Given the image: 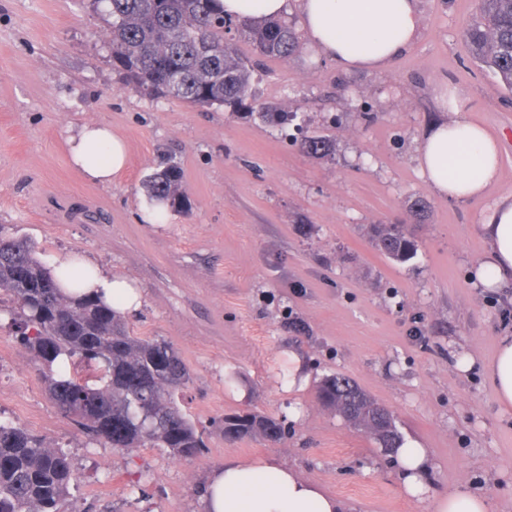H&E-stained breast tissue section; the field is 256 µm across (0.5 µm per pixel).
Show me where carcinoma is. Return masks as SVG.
Wrapping results in <instances>:
<instances>
[{
    "label": "carcinoma",
    "instance_id": "cac0c4a2",
    "mask_svg": "<svg viewBox=\"0 0 512 512\" xmlns=\"http://www.w3.org/2000/svg\"><path fill=\"white\" fill-rule=\"evenodd\" d=\"M112 65L140 92L176 98L199 108H222L275 126L293 113L260 104L251 83L255 64L239 55L235 40H249L259 57L286 60L300 52L295 27L284 19L234 20L216 0H108ZM461 38L480 66L512 95V0H478V16ZM322 159L335 151L325 135L299 142ZM150 199L172 210L187 207L179 168L171 161L145 182ZM372 246L393 262L418 255L419 242L402 224H369ZM0 292L13 304L19 340L40 362L39 380L62 414L89 441H106L131 453L164 448L192 459L205 447L203 432L182 409L178 393L191 381L179 353L166 340L138 336L121 313L94 297L62 294L35 245L0 225ZM321 404L369 433L382 448L400 447L393 414L348 377L325 376ZM224 440L280 442L274 417L257 410L227 415ZM74 479L68 451L19 422L0 419V512H72Z\"/></svg>",
    "mask_w": 512,
    "mask_h": 512
}]
</instances>
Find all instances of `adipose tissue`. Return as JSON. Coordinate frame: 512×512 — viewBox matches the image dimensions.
Listing matches in <instances>:
<instances>
[{
  "instance_id": "obj_1",
  "label": "adipose tissue",
  "mask_w": 512,
  "mask_h": 512,
  "mask_svg": "<svg viewBox=\"0 0 512 512\" xmlns=\"http://www.w3.org/2000/svg\"><path fill=\"white\" fill-rule=\"evenodd\" d=\"M225 15L239 19L279 18L298 11L308 43L347 70L381 71L417 40L422 25L419 0H220ZM438 96L452 119L432 123L423 135L417 161L429 186L453 200L476 199L497 181L500 144L469 119L466 103L449 84ZM71 164L83 177L111 183L126 162L127 147L103 123H85L66 140ZM481 233L488 254L475 268L483 286L512 284V194L500 197L484 218ZM82 271L80 283L66 278L68 269ZM65 293L94 295L119 312L137 308L141 293L131 282L104 275L84 257L70 254L58 262ZM496 401L512 408V336L501 337L487 367ZM396 458L404 491L422 497L430 470V452L419 442L405 441ZM204 512H347L340 499L294 468L264 457L244 461L226 457L207 472Z\"/></svg>"
}]
</instances>
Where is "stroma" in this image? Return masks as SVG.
Here are the masks:
<instances>
[{
    "instance_id": "1",
    "label": "stroma",
    "mask_w": 512,
    "mask_h": 512,
    "mask_svg": "<svg viewBox=\"0 0 512 512\" xmlns=\"http://www.w3.org/2000/svg\"><path fill=\"white\" fill-rule=\"evenodd\" d=\"M420 6L418 40L384 72L342 71L309 45L254 72L260 101L335 141L334 155L315 159L278 128L126 85L112 67L106 0H0V225L36 242L46 264L76 252L140 288L141 305L125 317L189 366L179 399L206 434L189 461L88 443L1 310L0 412L69 451L74 512H203L210 467L267 455L349 512H431L434 497L461 483L493 512H512V409L498 405L487 376L500 338L512 336V285L485 288L473 276L487 252L479 226L512 194V104L460 37L475 0ZM443 82L501 145L500 176L479 199L438 195L415 162L426 127L444 115ZM90 121L127 145L108 186L68 161V134ZM170 155L191 209L151 224L143 182ZM418 197L429 204L420 220L410 212ZM369 224L406 225L417 258H383ZM297 362L309 383L291 391ZM332 373L430 448L427 497H408L395 459L317 400ZM249 409L283 421L280 444L225 442L224 414Z\"/></svg>"
}]
</instances>
